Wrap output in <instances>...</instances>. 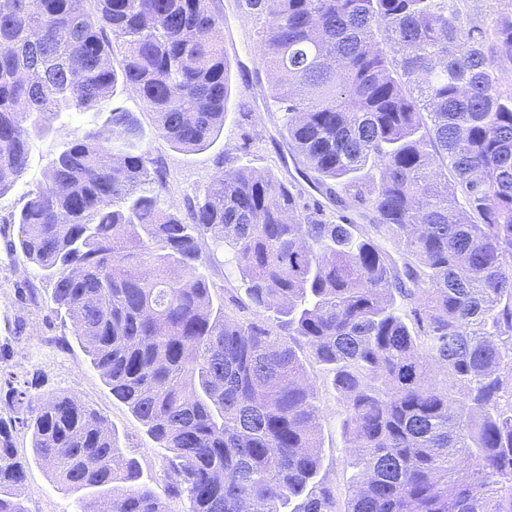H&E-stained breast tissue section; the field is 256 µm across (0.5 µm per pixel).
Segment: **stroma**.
Wrapping results in <instances>:
<instances>
[{"label": "stroma", "instance_id": "35a3bbf8", "mask_svg": "<svg viewBox=\"0 0 512 512\" xmlns=\"http://www.w3.org/2000/svg\"><path fill=\"white\" fill-rule=\"evenodd\" d=\"M214 7L224 17L231 95L224 127L209 147L187 152L158 137L153 115L133 88L118 87L113 98L114 104L134 113L140 122L145 132L144 148L162 159L169 180L166 203L180 205L185 198L204 193L220 171L222 160L229 158L259 171L273 170L295 185L310 209L355 216V209H341L308 180L301 159L289 147L281 114L267 93L266 70L252 19L241 13L235 0H214ZM86 125V116L74 112L54 120L49 132L36 140L13 189L0 195V368L22 379H38L36 396L47 399L64 393L95 409L107 419L123 454L138 462L143 481L160 494L166 483L165 450L149 438L143 424L126 404L112 396L99 372L90 365L75 339L71 320L56 309L51 282L21 251L10 248L17 240L13 215L23 208L29 192L45 183L53 158ZM208 275L215 285L213 296L223 302L226 316H251L246 281L231 250L217 253ZM304 363L320 408L319 476L333 490L335 512H345L357 470L343 434V402L332 384L331 372L312 358H305ZM15 447L29 459L21 488L28 512H75V495L61 490L50 469L34 459L28 431L17 432Z\"/></svg>", "mask_w": 512, "mask_h": 512}]
</instances>
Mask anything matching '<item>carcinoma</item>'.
I'll return each instance as SVG.
<instances>
[{"label":"carcinoma","instance_id":"1","mask_svg":"<svg viewBox=\"0 0 512 512\" xmlns=\"http://www.w3.org/2000/svg\"><path fill=\"white\" fill-rule=\"evenodd\" d=\"M467 2L238 0L289 145L362 227L229 159L166 206V170L119 108L13 218L190 512H333L303 347L343 400L347 512H512V0L481 26ZM228 71L211 0H0V195L54 119L101 113L119 85L158 136L208 147ZM207 246L233 251L255 318L214 303ZM31 387L0 370V512H28L19 429L78 512H168L103 416Z\"/></svg>","mask_w":512,"mask_h":512}]
</instances>
